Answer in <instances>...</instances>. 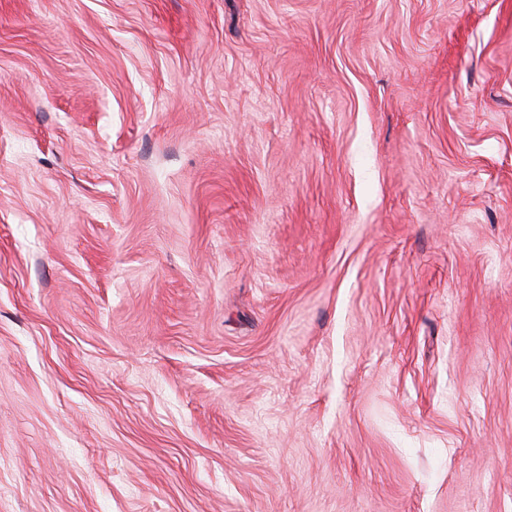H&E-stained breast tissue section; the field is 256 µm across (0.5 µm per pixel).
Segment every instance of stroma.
<instances>
[{
  "label": "stroma",
  "mask_w": 512,
  "mask_h": 512,
  "mask_svg": "<svg viewBox=\"0 0 512 512\" xmlns=\"http://www.w3.org/2000/svg\"><path fill=\"white\" fill-rule=\"evenodd\" d=\"M0 512H512V0H0Z\"/></svg>",
  "instance_id": "obj_1"
}]
</instances>
